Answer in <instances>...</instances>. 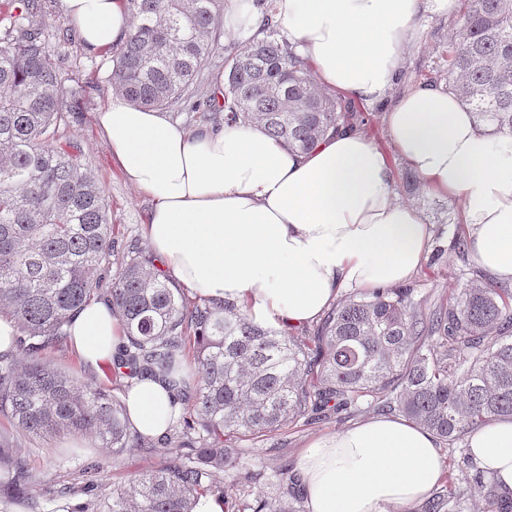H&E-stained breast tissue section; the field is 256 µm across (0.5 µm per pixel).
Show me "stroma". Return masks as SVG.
<instances>
[{
	"instance_id": "35a3bbf8",
	"label": "stroma",
	"mask_w": 512,
	"mask_h": 512,
	"mask_svg": "<svg viewBox=\"0 0 512 512\" xmlns=\"http://www.w3.org/2000/svg\"><path fill=\"white\" fill-rule=\"evenodd\" d=\"M454 25L455 20L451 17L426 14L418 18L419 37L404 54L400 86L427 84L434 80L444 64L442 52L449 43ZM67 52V69L79 74L82 80L93 83L96 90L86 112L61 130L59 142L79 146L82 163L95 176L109 203L113 237L121 240L141 235L152 201L122 179L97 124V114L105 107L108 98L106 77L112 61L107 56L87 53L79 42L69 46ZM392 166L397 200L420 207L431 226L430 248L441 254L436 261L425 259L408 281L416 300L426 311L437 302L455 296L465 284L482 279L483 274L471 258L461 257L454 248L459 230L460 200L435 197L426 194L421 185L407 183L405 174L409 167L400 158H393ZM46 356L59 369L90 388L108 389L112 386L109 368L86 367L73 347L47 351ZM377 414L376 408L365 404L355 413L335 414L311 425H292L271 439L246 445L237 469L225 472L223 476L229 497L242 498L258 490L282 494L286 490L280 482L284 462H298L302 449L315 438L336 433ZM0 433L13 436L15 447L45 483L69 490L68 495L62 497L40 498L35 509L0 499V512H73L76 506L87 500L82 491L86 482L97 483L99 492L108 496L113 489L165 461L164 453L146 455L135 450L125 451L116 458L111 449L97 447L88 437L83 440L80 458L69 459L65 456L69 438H29L17 434L12 423L3 417H0ZM89 462L96 463L97 469L87 474L83 466Z\"/></svg>"
}]
</instances>
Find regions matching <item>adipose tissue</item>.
<instances>
[{"label": "adipose tissue", "instance_id": "obj_1", "mask_svg": "<svg viewBox=\"0 0 512 512\" xmlns=\"http://www.w3.org/2000/svg\"><path fill=\"white\" fill-rule=\"evenodd\" d=\"M456 0H275L292 48L312 62L320 87L385 104L392 152L359 129L327 133L293 153L254 125L190 131L112 93L98 125L126 182L153 202L144 237L169 278L234 302L280 332L317 320L343 289L406 283L430 239L422 211L398 201L391 156L432 195L459 199V221L475 264L512 286V134L479 126L443 87H395L403 51L422 13L448 15ZM87 52L102 54L129 33L126 0H59ZM72 344L107 365L124 332L94 302L71 320ZM134 427L163 435L179 410L158 379L126 397ZM479 464L512 495V419L469 437ZM308 512H405L443 476L434 436L378 416L311 441L298 462Z\"/></svg>", "mask_w": 512, "mask_h": 512}]
</instances>
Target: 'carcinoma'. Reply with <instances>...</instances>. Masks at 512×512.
Returning <instances> with one entry per match:
<instances>
[{
	"label": "carcinoma",
	"instance_id": "carcinoma-1",
	"mask_svg": "<svg viewBox=\"0 0 512 512\" xmlns=\"http://www.w3.org/2000/svg\"><path fill=\"white\" fill-rule=\"evenodd\" d=\"M131 27L112 49L107 83L131 103L189 108L206 124H256L292 151L353 128L351 103L320 91L310 64L280 32L261 0L260 35L224 58L222 103L198 109L194 87L219 52L224 0H126ZM0 314L17 326L21 358L0 356V415L21 434L84 435L120 452L162 450L173 460L112 491L111 512H193L200 497L226 498L216 477L236 466L231 435L258 443L294 422L311 424L364 401L397 412L454 445L475 428L512 417V289L466 285L452 302L420 310L410 288L357 292L334 304L313 336H283L230 301H191L151 274L136 237L111 238L105 197L79 148L54 144L84 111L91 86L64 72L37 0L0 17ZM71 85H66V82ZM446 88L496 133H512V0H467L448 44ZM123 256L112 287L99 270ZM112 307L125 340L112 357L114 384L128 391L160 376L186 413L164 448L130 423L125 402L91 390L42 357L70 338L74 314L93 301ZM487 512L512 499L478 470ZM54 497L8 437H0V496ZM231 512H298L261 491Z\"/></svg>",
	"mask_w": 512,
	"mask_h": 512
}]
</instances>
